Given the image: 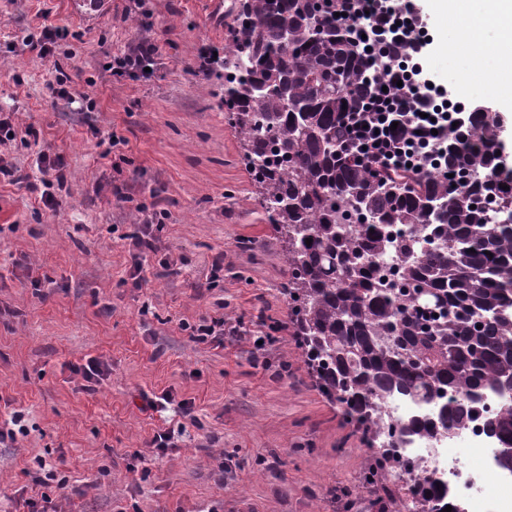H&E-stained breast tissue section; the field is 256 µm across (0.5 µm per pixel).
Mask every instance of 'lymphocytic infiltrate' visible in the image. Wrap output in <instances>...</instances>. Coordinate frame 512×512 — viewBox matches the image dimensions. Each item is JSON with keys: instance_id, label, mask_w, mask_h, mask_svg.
I'll use <instances>...</instances> for the list:
<instances>
[{"instance_id": "1", "label": "lymphocytic infiltrate", "mask_w": 512, "mask_h": 512, "mask_svg": "<svg viewBox=\"0 0 512 512\" xmlns=\"http://www.w3.org/2000/svg\"><path fill=\"white\" fill-rule=\"evenodd\" d=\"M330 6L343 14L352 40L367 48L380 73L354 110L342 115L348 152L376 174L406 166L417 172L442 168L449 136L471 138L472 113L457 105L454 89L433 84V39L416 0H330ZM137 211L143 229L131 242L129 277L138 285L145 280L146 255L156 249L157 215L142 204Z\"/></svg>"}]
</instances>
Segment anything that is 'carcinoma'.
<instances>
[{"label": "carcinoma", "instance_id": "cac0c4a2", "mask_svg": "<svg viewBox=\"0 0 512 512\" xmlns=\"http://www.w3.org/2000/svg\"><path fill=\"white\" fill-rule=\"evenodd\" d=\"M231 40L224 108L277 233L288 320L319 388L380 443L358 488L381 503L385 478L413 468L399 512H463L406 447L478 418L512 443V407L482 410L512 377V202L483 178L499 149L497 119L476 116L473 144L448 138L452 178L375 175L346 154L342 123L373 70L326 0H241ZM272 146L287 169L269 159ZM350 211L367 223H341ZM392 224L407 231L394 235ZM385 254L401 263L399 288L379 273ZM388 395L422 411L384 431L376 416Z\"/></svg>", "mask_w": 512, "mask_h": 512}]
</instances>
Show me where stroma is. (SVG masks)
I'll use <instances>...</instances> for the list:
<instances>
[{
    "instance_id": "35a3bbf8",
    "label": "stroma",
    "mask_w": 512,
    "mask_h": 512,
    "mask_svg": "<svg viewBox=\"0 0 512 512\" xmlns=\"http://www.w3.org/2000/svg\"><path fill=\"white\" fill-rule=\"evenodd\" d=\"M237 2L217 21L211 0H0V114L37 132L0 154L29 183L40 151L69 163L53 208L0 176V428L16 413L25 427L0 443V512L38 491L58 512H375L356 488L375 450L288 326V275L224 110V69L197 68L200 44L228 40ZM422 6L433 74L463 84L471 106L512 114L449 53L433 0ZM50 24L69 32L54 70L18 42ZM144 36L160 46L152 72L105 77L109 57ZM61 73L91 98L84 111L53 94ZM94 126L120 137L111 160ZM153 201L159 250L136 288L135 206ZM218 314L232 324L223 348L184 329ZM91 359L104 368L93 383L75 372ZM166 391L173 403L144 409L143 394ZM166 428L175 447L150 448Z\"/></svg>"
}]
</instances>
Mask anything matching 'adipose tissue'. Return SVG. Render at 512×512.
Instances as JSON below:
<instances>
[{"label":"adipose tissue","instance_id":"adipose-tissue-1","mask_svg":"<svg viewBox=\"0 0 512 512\" xmlns=\"http://www.w3.org/2000/svg\"><path fill=\"white\" fill-rule=\"evenodd\" d=\"M436 8L455 27V47L483 44L480 67L487 79L512 88V0H437ZM489 30L494 40H486Z\"/></svg>","mask_w":512,"mask_h":512}]
</instances>
